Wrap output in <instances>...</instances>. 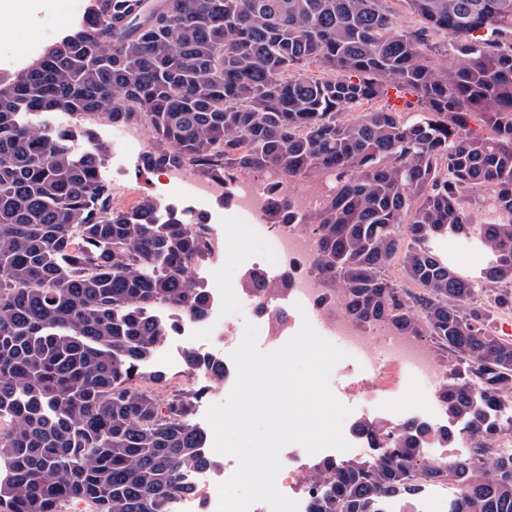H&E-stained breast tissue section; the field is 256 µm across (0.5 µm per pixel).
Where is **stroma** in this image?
<instances>
[{
	"label": "stroma",
	"mask_w": 512,
	"mask_h": 512,
	"mask_svg": "<svg viewBox=\"0 0 512 512\" xmlns=\"http://www.w3.org/2000/svg\"><path fill=\"white\" fill-rule=\"evenodd\" d=\"M87 3L88 0H11L9 6L0 7V76L10 75L31 61L29 46L41 50L49 38L59 39L74 31L81 22L79 9ZM93 124L99 142L107 148L101 175L111 183L117 205L126 207L150 198L161 208L174 209L182 217L201 215L206 218L217 250L209 261L193 268L192 276L204 284L210 295H217L212 273L226 258V239L220 223L227 214L223 196L200 202L174 189L162 193L160 173L141 165L142 149L122 145L118 127L112 126L105 117H95ZM223 330L224 322L218 312H211L207 320L187 324L184 331L168 336L145 366L146 371L165 373L169 387L202 389L195 412V421L202 426L207 423L208 407L225 400L235 381L231 378L217 381L203 372L189 370L184 354L189 350L211 348L214 336Z\"/></svg>",
	"instance_id": "35a3bbf8"
}]
</instances>
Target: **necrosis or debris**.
<instances>
[{"mask_svg":"<svg viewBox=\"0 0 512 512\" xmlns=\"http://www.w3.org/2000/svg\"><path fill=\"white\" fill-rule=\"evenodd\" d=\"M169 187H178L199 200L213 196L221 186L216 181L188 178L185 172L174 171L166 179ZM224 189V188H221ZM227 206L232 215L242 216L263 223L268 207L265 180L250 176H237L224 189ZM270 241L276 255L274 268L278 276L287 278L285 295L290 303L301 304L302 312L289 314L286 318L269 316L268 341L278 336L295 335L303 321H310L314 329L325 339L337 340L356 349L365 358L382 357L377 373L358 379L339 389V397L358 395L364 408L378 409L382 401L374 390L375 384H392L394 368L412 366L429 381L443 379L444 373L434 358L432 349L419 340L399 335L384 325H377L375 340H368L360 322L352 317L341 301L328 296L321 277L315 272L313 262L317 251L313 232L300 229L295 224H279L271 228ZM282 469L276 484L281 493L299 504V512H310L314 492L303 475V466L296 455L284 453L280 456ZM459 488L453 484L424 485L413 503L396 499L384 504V512H438L442 503L455 498Z\"/></svg>","mask_w":512,"mask_h":512,"instance_id":"necrosis-or-debris-1","label":"necrosis or debris"}]
</instances>
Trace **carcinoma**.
Here are the masks:
<instances>
[{
  "label": "carcinoma",
  "mask_w": 512,
  "mask_h": 512,
  "mask_svg": "<svg viewBox=\"0 0 512 512\" xmlns=\"http://www.w3.org/2000/svg\"><path fill=\"white\" fill-rule=\"evenodd\" d=\"M401 2L418 27L399 28L386 0H90L73 33L0 77V512L72 500L166 512L214 465L194 421L200 391L161 396L166 376L141 370L179 323L211 313L191 276L214 252L211 227L159 219L148 198L114 204L106 148L82 124L95 115L150 129L146 169L227 184L265 173L267 223L310 225L314 266L356 320L455 358L439 388L448 428L360 421L377 458L315 462L311 512H381L425 479L461 488L448 512H512V448L479 444L447 465L426 455L512 432V340L489 323L512 311V0ZM438 33L461 57L453 68ZM390 88L403 109L345 118ZM58 111L77 125L31 120ZM77 136L94 149L76 153ZM293 181L325 182L318 206L300 208ZM456 236L485 255L479 272L436 253ZM284 287L246 282L266 309ZM185 360L225 377L215 353Z\"/></svg>",
  "instance_id": "carcinoma-1"
}]
</instances>
